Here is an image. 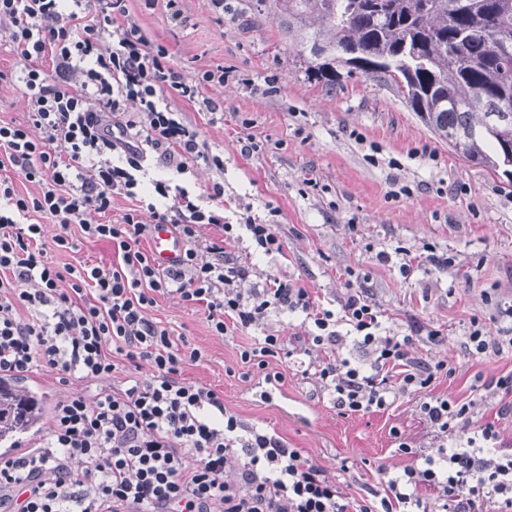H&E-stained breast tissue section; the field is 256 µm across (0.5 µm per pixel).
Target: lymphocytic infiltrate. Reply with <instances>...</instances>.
I'll list each match as a JSON object with an SVG mask.
<instances>
[{"instance_id": "1", "label": "lymphocytic infiltrate", "mask_w": 512, "mask_h": 512, "mask_svg": "<svg viewBox=\"0 0 512 512\" xmlns=\"http://www.w3.org/2000/svg\"><path fill=\"white\" fill-rule=\"evenodd\" d=\"M127 2L97 0L91 16L85 0H0L27 110L25 121H0V377L42 370L69 388L37 446L0 455V512H429L423 486L449 512H478L480 499L495 495L511 506L512 452L499 431L479 423L474 402L430 392L451 375L447 362L414 355L412 337L386 331L363 290L335 312L273 276L248 287V269L226 256L224 240L245 232L267 256L283 253L284 242L251 217L238 229L226 224L223 183L199 196L167 180L139 182L151 157L177 174L198 160L223 168L160 100L167 91L221 112L223 102L202 89L223 85L225 71L187 78ZM18 177L37 192H19ZM117 195L137 206L112 224L104 216ZM203 197L216 208H202ZM46 218L58 226L50 237ZM154 224L172 225L184 244L166 269L141 245ZM210 226L222 240L204 238ZM76 227L111 246V267L52 260L78 251ZM161 297L202 312L216 336L254 329L273 312L301 314L325 351L313 376L340 415L387 409L411 390L452 445L423 456L399 443L409 458L401 473L384 475L373 497H348L300 449L245 427L214 389L185 378L203 354L151 317ZM340 321L348 334L337 331ZM350 341L361 365L339 356ZM84 381L99 383L94 397L77 390Z\"/></svg>"}]
</instances>
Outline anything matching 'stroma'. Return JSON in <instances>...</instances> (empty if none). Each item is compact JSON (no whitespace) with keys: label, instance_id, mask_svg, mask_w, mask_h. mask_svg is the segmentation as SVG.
<instances>
[{"label":"stroma","instance_id":"obj_1","mask_svg":"<svg viewBox=\"0 0 512 512\" xmlns=\"http://www.w3.org/2000/svg\"><path fill=\"white\" fill-rule=\"evenodd\" d=\"M246 0H179L172 18L165 0H129L144 33L165 45L189 77L224 67L228 80L208 94L224 101L223 117L199 103L164 93L178 119L193 126L213 154L217 170L190 166L176 181L203 191L224 185V220L242 214L274 218L283 254L265 256L248 243L229 246L251 269L250 284L266 275L300 281L325 307L337 308L349 281H358L400 334L437 329L442 341L417 338L416 354L447 361L452 376L433 392L471 400L482 422L493 424L512 448V397L485 390L492 377L512 372V350L472 355L464 341L472 319L492 334L512 329V187L484 167L469 163L438 139L394 91L361 71L337 65L333 90L315 85L306 65L276 20L253 18ZM20 63L0 40V119L23 121ZM252 134L257 152L245 154L239 139ZM403 244L429 243L452 262L440 269L423 264L402 277L379 252ZM174 335L203 353L185 376L215 389L227 410L245 424L277 435L335 476L352 497L380 489L382 472H401L407 462L397 449L409 443L428 450L434 435L408 393L383 412L342 416L316 383L274 359L284 396L258 400L261 374L240 361L253 332L214 336L204 314L159 300L151 311Z\"/></svg>","mask_w":512,"mask_h":512}]
</instances>
